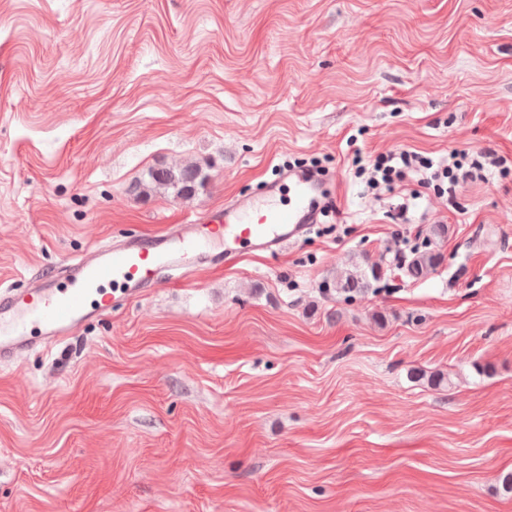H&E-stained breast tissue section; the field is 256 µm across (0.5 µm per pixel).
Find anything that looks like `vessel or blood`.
<instances>
[{"label": "vessel or blood", "mask_w": 512, "mask_h": 512, "mask_svg": "<svg viewBox=\"0 0 512 512\" xmlns=\"http://www.w3.org/2000/svg\"><path fill=\"white\" fill-rule=\"evenodd\" d=\"M332 195L329 182L296 168L266 182L258 195L211 209L193 223L168 227L139 242L96 246L79 260L42 274L26 292L1 289L0 360H13L41 340H64L91 314L109 313L111 287L134 297L156 285L162 268L207 267L210 245L220 246L224 263L246 252L276 253L318 223L321 205Z\"/></svg>", "instance_id": "vessel-or-blood-1"}]
</instances>
